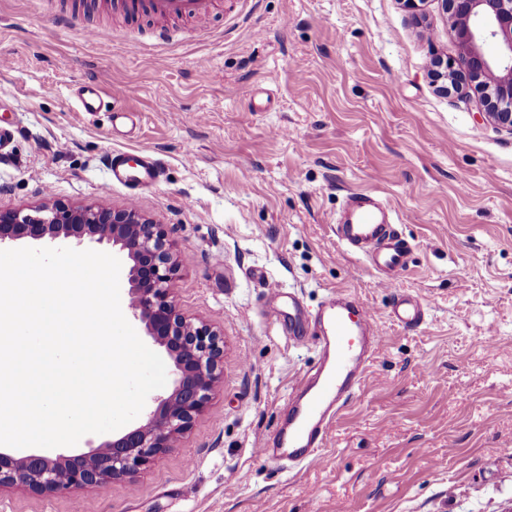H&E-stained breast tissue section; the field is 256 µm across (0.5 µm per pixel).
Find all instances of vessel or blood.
Here are the masks:
<instances>
[{
	"instance_id": "vessel-or-blood-1",
	"label": "vessel or blood",
	"mask_w": 512,
	"mask_h": 512,
	"mask_svg": "<svg viewBox=\"0 0 512 512\" xmlns=\"http://www.w3.org/2000/svg\"><path fill=\"white\" fill-rule=\"evenodd\" d=\"M118 9L128 13L147 10L162 19H190L212 15L217 0H119ZM82 112H99L106 103L99 81L81 85L73 93ZM111 182L128 188L151 184L158 166L152 159L141 160L138 167L126 160L111 159ZM392 208L371 192L350 193L336 219V237L349 250L366 258L383 274L385 287H398L397 275L410 260V247L396 227ZM393 319L406 327L419 326L425 313L419 303L399 295ZM382 338L380 326L371 311L361 307L349 295L329 292L320 311L317 340L322 354L314 382H301V398L295 406L287 428L280 433V458L288 461L316 462L326 445L328 425L351 398L360 383L370 354Z\"/></svg>"
}]
</instances>
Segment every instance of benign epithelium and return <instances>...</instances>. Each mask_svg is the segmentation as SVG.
Here are the masks:
<instances>
[{"mask_svg": "<svg viewBox=\"0 0 512 512\" xmlns=\"http://www.w3.org/2000/svg\"><path fill=\"white\" fill-rule=\"evenodd\" d=\"M450 18L448 35L462 49L464 66L438 58L436 80L477 94L474 111L486 122L512 132V0H441ZM27 238L54 248L89 240L107 243L130 263L126 311L144 325L172 361L171 391L152 398L142 421L99 446L75 455L0 452V488L26 486L60 493L129 478L154 465L204 415L223 383L219 362L224 336L179 310L178 266L165 229L130 205L105 207L41 206L29 213L0 210V243Z\"/></svg>", "mask_w": 512, "mask_h": 512, "instance_id": "obj_1", "label": "benign epithelium"}]
</instances>
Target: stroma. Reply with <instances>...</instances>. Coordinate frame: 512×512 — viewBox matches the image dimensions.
Listing matches in <instances>:
<instances>
[{"label": "stroma", "mask_w": 512, "mask_h": 512, "mask_svg": "<svg viewBox=\"0 0 512 512\" xmlns=\"http://www.w3.org/2000/svg\"><path fill=\"white\" fill-rule=\"evenodd\" d=\"M112 2L0 0V210L132 205L163 225L181 312L224 334L223 387L147 471L5 487L0 512H512V132L434 82V60L460 54L439 0L417 18L399 0H222L163 44ZM91 79L108 110L75 108ZM116 153L153 156L157 180L111 186ZM358 190L399 216V289L336 238ZM333 289L383 339L318 463L262 458L318 365L307 322ZM400 291L421 326L392 320Z\"/></svg>", "instance_id": "obj_1"}]
</instances>
